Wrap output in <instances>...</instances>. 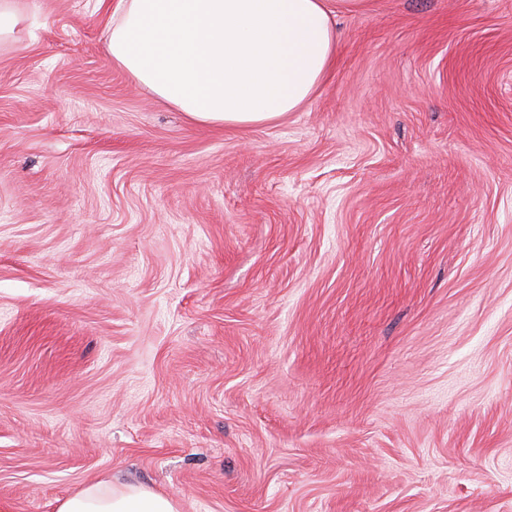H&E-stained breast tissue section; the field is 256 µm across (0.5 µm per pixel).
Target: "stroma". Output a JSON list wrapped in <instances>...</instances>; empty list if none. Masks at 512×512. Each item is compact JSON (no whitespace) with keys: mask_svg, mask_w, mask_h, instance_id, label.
Masks as SVG:
<instances>
[{"mask_svg":"<svg viewBox=\"0 0 512 512\" xmlns=\"http://www.w3.org/2000/svg\"><path fill=\"white\" fill-rule=\"evenodd\" d=\"M116 2L0 39V512H512V0H326L240 128L113 65ZM58 512H178V508L174 500L147 487L97 480L65 499Z\"/></svg>","mask_w":512,"mask_h":512,"instance_id":"35a3bbf8","label":"stroma"}]
</instances>
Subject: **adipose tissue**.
<instances>
[{
    "label": "adipose tissue",
    "mask_w": 512,
    "mask_h": 512,
    "mask_svg": "<svg viewBox=\"0 0 512 512\" xmlns=\"http://www.w3.org/2000/svg\"><path fill=\"white\" fill-rule=\"evenodd\" d=\"M116 65L190 122L273 123L332 69L337 35L325 0H119ZM58 512H178L143 486L87 483Z\"/></svg>",
    "instance_id": "obj_1"
}]
</instances>
